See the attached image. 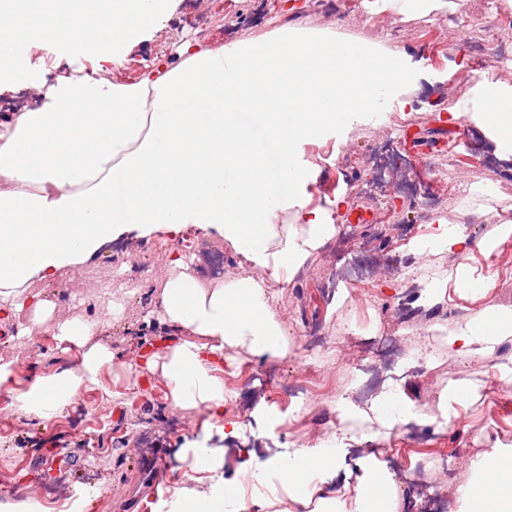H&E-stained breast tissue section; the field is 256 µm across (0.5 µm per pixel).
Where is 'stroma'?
<instances>
[{
    "instance_id": "1",
    "label": "stroma",
    "mask_w": 512,
    "mask_h": 512,
    "mask_svg": "<svg viewBox=\"0 0 512 512\" xmlns=\"http://www.w3.org/2000/svg\"><path fill=\"white\" fill-rule=\"evenodd\" d=\"M454 2L426 17L400 18L381 10L378 0H301L294 8L285 0H167L161 24L117 51L68 58L60 43L49 42L27 59L40 81H52L62 60L87 74L106 70L133 78L158 57L176 58L184 39L227 44L264 38L299 18L340 38L399 48L423 59L437 80L420 83L413 111L304 145L302 159L316 170L306 187L312 204L345 194L350 207L367 211L383 234L362 238L337 221L335 238L314 253L306 268L287 286H272V306L288 329L293 351L275 361L246 355L225 361L227 412L242 424L236 438H224L207 414L174 408L160 384H142L136 397L128 389L132 357L163 352L177 339L174 331L147 317L149 293L160 286L156 272L178 249L200 278L232 279L241 258L224 238L193 224L173 238L128 233L87 263L34 282V291L57 300L71 316L109 319L114 295L125 296L127 305L112 325L111 369L103 372L99 386L82 390L74 408L41 427L21 419L0 396L1 491L18 493L31 484L57 510L78 501L81 512H120L135 483L132 454L137 451L161 459L158 493L142 510L161 512L177 488L194 486L197 441L215 449L225 486L242 488L252 471L288 449L312 446L336 431V402L353 381L377 394L393 366L416 351L427 368L401 380L408 403L438 413L443 388L460 378L475 385V395L466 404H449L447 426L396 428L384 441H362L360 452L387 462L395 487L393 512H458L453 489L470 476L471 459L496 446L512 448V336L489 358L476 360L449 346L444 327L491 302L512 308V275L503 274L512 266V237L464 255L443 249L420 257L411 243L434 233L436 219L452 216L474 184L485 186L496 208L512 219V181L504 179L512 170L495 160L492 150H485L478 164L467 149L484 141V134L463 119L435 121L471 87L465 78L443 81L449 67L461 63L512 80V64L490 69L477 48L484 0ZM461 266L481 282V291L457 286ZM430 270L438 271L444 286L434 304L424 305L419 294ZM0 361L15 362L17 381L24 385L77 366L79 357L76 349L36 331L20 341L0 335ZM300 379L313 393L299 415L286 387ZM130 399L135 402L131 408L126 405ZM37 439L55 452L52 471L38 485L31 475Z\"/></svg>"
}]
</instances>
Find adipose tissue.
Masks as SVG:
<instances>
[{
    "instance_id": "obj_1",
    "label": "adipose tissue",
    "mask_w": 512,
    "mask_h": 512,
    "mask_svg": "<svg viewBox=\"0 0 512 512\" xmlns=\"http://www.w3.org/2000/svg\"><path fill=\"white\" fill-rule=\"evenodd\" d=\"M166 0H0V89L33 87L35 104L0 116V324L17 337L37 327L76 347L79 364L17 386L12 363H0V392L19 416L47 424L99 385L114 355L108 323L67 317L31 289L68 266L89 261L113 239L178 234L184 225L212 229L232 242L247 267L231 280H203L181 257L162 270L152 313L180 332L164 355L130 367L149 373L168 400L222 422L226 350L275 359L288 336L272 310L270 283L289 284L336 235L338 197L312 205L304 187L314 175L301 162L304 144L368 121L391 94L413 99L425 72L401 50L336 41L303 21L274 36L232 46L185 41L178 63L157 60L134 79L65 72L33 85L22 53L49 40L83 54L134 38L160 24ZM467 119L512 164V82L480 75L449 113ZM475 211L462 204L418 240L419 254L471 246ZM512 336V308L486 305L448 329L460 355L489 357ZM337 434L297 449L277 469L291 498L313 512H385L393 482L385 462L357 461L356 483L329 490L358 438L423 423L427 414L389 385L369 409L337 403ZM203 487L176 490L172 512H250L216 475L212 449L193 451ZM472 476L454 497L463 512H512V449L493 448L471 462Z\"/></svg>"
}]
</instances>
